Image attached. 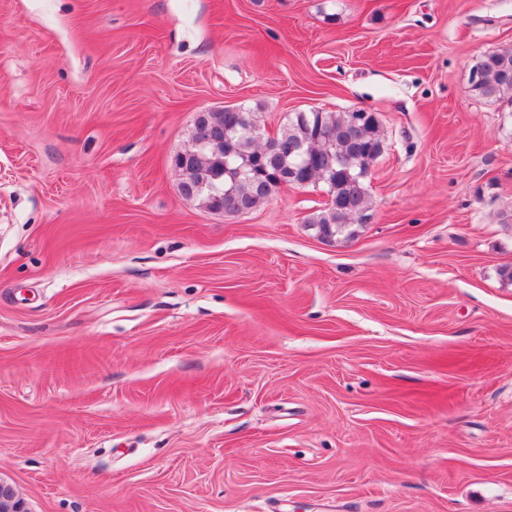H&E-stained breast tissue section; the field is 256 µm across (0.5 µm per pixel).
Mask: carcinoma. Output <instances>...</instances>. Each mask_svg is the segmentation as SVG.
<instances>
[{
  "label": "carcinoma",
  "mask_w": 512,
  "mask_h": 512,
  "mask_svg": "<svg viewBox=\"0 0 512 512\" xmlns=\"http://www.w3.org/2000/svg\"><path fill=\"white\" fill-rule=\"evenodd\" d=\"M472 90L483 98L512 104V48L484 55L475 66ZM240 109L206 114L221 131L191 166L180 171L181 181L215 183L221 192L203 188L195 195L212 211L246 214L263 204L287 176L300 168L301 178L321 183L329 196L326 206L306 219L318 235L331 240L354 234L350 227L368 218L364 175L369 152L383 153L377 117L357 112H298L273 138L277 149L264 150L259 139L241 131Z\"/></svg>",
  "instance_id": "obj_1"
}]
</instances>
